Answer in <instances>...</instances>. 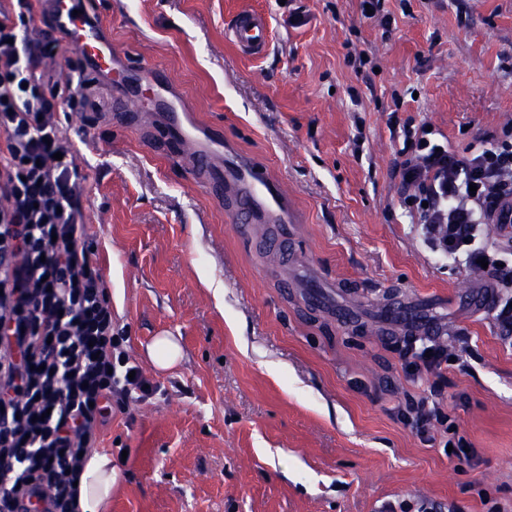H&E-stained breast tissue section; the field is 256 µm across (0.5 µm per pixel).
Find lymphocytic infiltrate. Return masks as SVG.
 <instances>
[{
	"mask_svg": "<svg viewBox=\"0 0 512 512\" xmlns=\"http://www.w3.org/2000/svg\"><path fill=\"white\" fill-rule=\"evenodd\" d=\"M0 13V512H79L75 486L112 398L159 390L131 364L83 214L85 178L59 129L64 107L98 111L83 78L41 70L59 43L34 0ZM402 203L434 251L512 287V245L485 240L512 196V123L465 151L403 123Z\"/></svg>",
	"mask_w": 512,
	"mask_h": 512,
	"instance_id": "f902f5d3",
	"label": "lymphocytic infiltrate"
}]
</instances>
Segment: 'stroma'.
Instances as JSON below:
<instances>
[{
  "instance_id": "35a3bbf8",
  "label": "stroma",
  "mask_w": 512,
  "mask_h": 512,
  "mask_svg": "<svg viewBox=\"0 0 512 512\" xmlns=\"http://www.w3.org/2000/svg\"><path fill=\"white\" fill-rule=\"evenodd\" d=\"M133 62L155 61L196 121L280 182L303 216L286 234L235 224L189 174L158 113L102 112L77 163L112 326L157 383L113 405L99 448L112 512H512V336L497 289L425 243L403 208L399 120L462 148L512 121V0H89ZM264 13L243 55L228 28ZM304 25H289L293 12ZM368 62L356 67L353 58ZM222 286L215 299L212 285ZM175 337L157 368L146 347ZM455 357L439 386L407 377L405 343ZM437 403L476 449L460 470L442 425L424 442L403 412ZM228 31L231 40L246 55L260 56L268 49L271 31L267 19L259 12H239ZM148 355L156 367L166 369L181 359L182 351L174 337L157 336L148 347Z\"/></svg>"
}]
</instances>
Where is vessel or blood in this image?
<instances>
[{
	"instance_id": "vessel-or-blood-1",
	"label": "vessel or blood",
	"mask_w": 512,
	"mask_h": 512,
	"mask_svg": "<svg viewBox=\"0 0 512 512\" xmlns=\"http://www.w3.org/2000/svg\"><path fill=\"white\" fill-rule=\"evenodd\" d=\"M48 11L53 32L77 55L89 83L110 82L117 109H124L129 97L125 84L116 77L128 70L129 59L113 47L104 27L91 18L87 0H50ZM229 35L242 53L259 56L268 49L271 31L264 15L244 10L236 15ZM151 108L161 113L170 139L189 144L198 184L213 195H228L234 223L270 224L280 229L301 223L291 197L266 170L225 147L216 136L200 137L187 100L174 96L152 102Z\"/></svg>"
}]
</instances>
